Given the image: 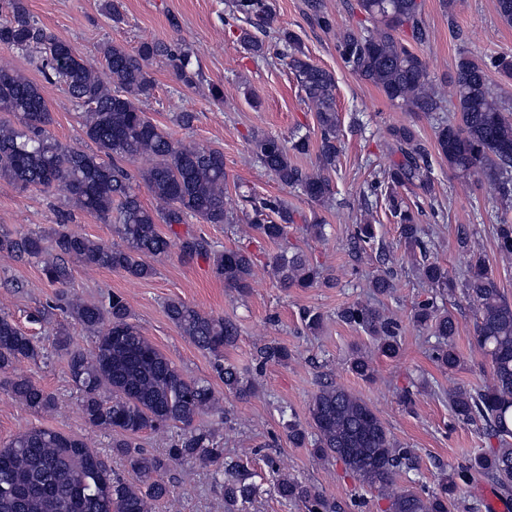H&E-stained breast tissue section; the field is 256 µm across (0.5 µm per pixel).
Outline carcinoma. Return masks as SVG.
<instances>
[{"label":"carcinoma","instance_id":"cac0c4a2","mask_svg":"<svg viewBox=\"0 0 512 512\" xmlns=\"http://www.w3.org/2000/svg\"><path fill=\"white\" fill-rule=\"evenodd\" d=\"M314 23L333 28L322 0H308ZM372 26L363 32L344 29L336 34V48L345 68L379 89L386 99L409 112L459 113L438 126L436 146L448 168L463 177L481 175L497 186L501 198L512 196V109L492 94L489 72L512 79V53L500 52L476 60L459 57L449 91L442 94L430 78L426 61L397 37L403 27L417 41L428 38L421 20L419 0H357ZM230 12L269 25L273 17L264 0H231ZM283 55L305 98L314 106L320 127L318 169L307 172L290 156L305 154L310 143L299 136L285 146L278 138L255 134L252 153L262 165L288 187L298 188L313 202L331 194L328 173L336 167L339 133L335 107L336 78L333 72L312 64L297 38L283 33ZM0 44L17 50L43 53L47 80L65 86L84 108L82 124L94 151L66 145L48 131L52 112L40 86L13 68L0 65V112L18 119L0 121V179L21 190L40 187L66 193L73 207L104 219L115 218V231L123 245L113 246L55 229L51 240L56 257L43 260L42 271L51 284H66L71 270L64 258L95 269H112L133 279H146L154 268L143 257L168 253L171 240L160 225L173 227L189 216L206 224L229 222L224 196L227 173L224 153L218 149L175 141L150 120L139 107L141 98L154 87L149 72L157 56L166 58L185 86L202 82L191 55L180 43L146 41L135 51L116 43L101 48L106 72L117 81L114 90L102 74L66 42L30 14L26 0H0ZM398 158L372 182L370 195L383 196L390 213L401 226V236L420 279L432 295L413 307L412 322L436 338L430 358L440 368L454 370L462 359L454 345L458 322L451 311L438 304V297L452 295L456 283L448 268L427 257L421 238L418 213L400 193L417 188L432 193L430 152L409 127L391 130ZM141 161L130 170L127 161ZM145 185L159 206L143 205L134 184ZM296 223L295 211L280 198L252 201L250 228L262 239L279 246L269 255V266L288 288H311L326 282L323 270L300 251L281 246L288 225ZM497 252L512 256V222L504 218L495 225ZM45 236L31 234L20 239L0 238V250L20 257H39L46 248ZM375 240L371 224H358L353 234L354 250L360 252ZM458 245L468 255L462 291L474 310V340L491 365L489 380L475 387L455 386L448 392L454 416L466 424H478L485 435L498 440V447L471 460L466 468L441 474L438 491L425 492L394 486L396 472L412 467L414 450L398 444L369 404L334 382H324L308 407L303 424L291 417L283 423L288 439L297 446L309 445L320 460L341 462L360 485L388 501V512H451L459 483L473 472L492 478L501 489H512V302L497 288L488 260L475 250L463 233ZM183 257H204L214 277L227 288L245 292L251 288L253 255L240 248L212 249L202 237L179 239ZM382 268L371 281L375 292L391 293L394 272L381 260ZM63 312L82 330L93 335L92 349L72 345L69 332L59 331L58 346L66 351L69 378L80 392L86 422L112 435V453L123 456L138 483L112 476V469L85 439L48 428L32 427L0 448V512H73V496L79 493L78 512H154L167 499L169 486L163 472L169 462H199L215 467L224 489V512H243L256 487L251 474L239 461L224 455L213 434L194 426L204 414H222L220 399L211 385L187 378L131 321L124 299L112 297L108 309L78 298L63 300ZM168 318L199 348L215 357V370L224 388L240 397L253 393V383L232 364L224 351L238 340V328L222 316L201 312L173 300ZM344 323L362 329L376 341L382 356H401L400 324L379 309L356 301L337 312ZM42 349L25 335L9 316L0 314V372L19 359L37 361ZM259 365L286 362L288 348L270 343L259 350ZM350 370L364 381L373 378L371 358L357 352ZM8 391L36 413L56 409L55 397L25 376L6 380ZM182 425L183 432L161 458L147 453L137 443L147 429ZM274 475V491L288 503H300L305 512H339L336 500L313 485L282 472L275 459L265 455Z\"/></svg>","mask_w":512,"mask_h":512}]
</instances>
